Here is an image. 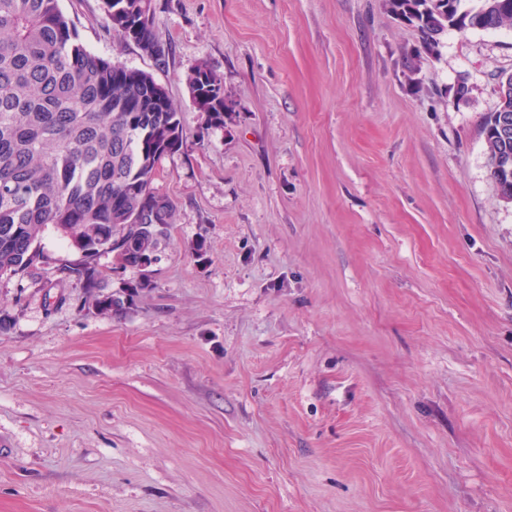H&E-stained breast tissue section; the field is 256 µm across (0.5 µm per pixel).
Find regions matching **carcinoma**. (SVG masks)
Instances as JSON below:
<instances>
[{
    "mask_svg": "<svg viewBox=\"0 0 512 512\" xmlns=\"http://www.w3.org/2000/svg\"><path fill=\"white\" fill-rule=\"evenodd\" d=\"M420 32L416 55L436 49L450 30L512 25V0H387ZM108 28L160 65L153 0H103ZM196 108L224 126V77L206 62L186 76ZM499 109L512 117V74L501 81ZM492 179L512 161V125H484ZM183 126L176 103L152 74L102 58L79 40L59 0H0V277L49 262L41 247L49 227L82 252L57 271L86 290L100 315L126 304L102 286L97 258H128L116 244L156 250L175 222L176 205L154 181L163 157L178 151Z\"/></svg>",
    "mask_w": 512,
    "mask_h": 512,
    "instance_id": "1",
    "label": "carcinoma"
}]
</instances>
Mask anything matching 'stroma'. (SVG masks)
<instances>
[{
    "instance_id": "35a3bbf8",
    "label": "stroma",
    "mask_w": 512,
    "mask_h": 512,
    "mask_svg": "<svg viewBox=\"0 0 512 512\" xmlns=\"http://www.w3.org/2000/svg\"><path fill=\"white\" fill-rule=\"evenodd\" d=\"M60 5L178 105L177 220L117 316L50 230L52 264L0 278V512H512V202L483 134L512 25L419 56L386 0H153L159 66L102 0ZM186 85L196 108L206 112L211 125H224V77L206 62L199 63L186 76Z\"/></svg>"
}]
</instances>
